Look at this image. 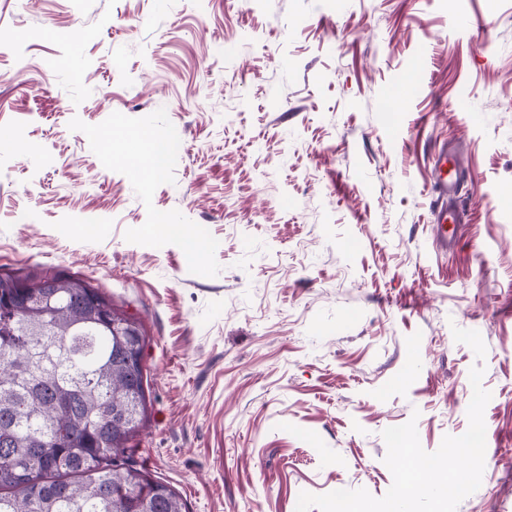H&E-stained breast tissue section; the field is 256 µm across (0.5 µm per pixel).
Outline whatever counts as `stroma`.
Listing matches in <instances>:
<instances>
[{"instance_id": "obj_1", "label": "stroma", "mask_w": 512, "mask_h": 512, "mask_svg": "<svg viewBox=\"0 0 512 512\" xmlns=\"http://www.w3.org/2000/svg\"><path fill=\"white\" fill-rule=\"evenodd\" d=\"M511 190L512 0H0V273L140 323L132 457L185 512H388L398 444L476 429L408 512H512ZM460 162L452 147H443L437 160L438 178L436 214L438 235L442 247L448 248L449 242L455 240V228L461 223L462 206L456 196V188L461 178L459 175Z\"/></svg>"}]
</instances>
